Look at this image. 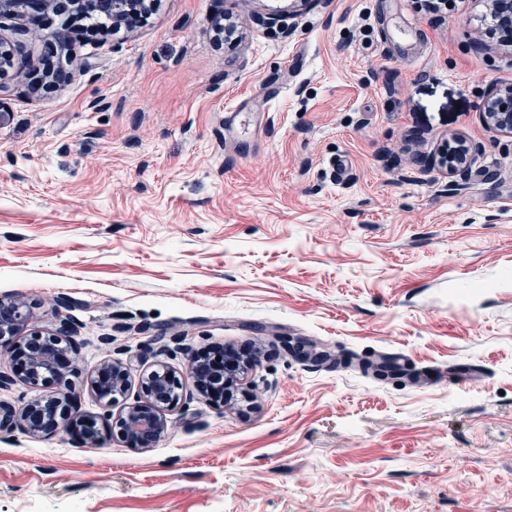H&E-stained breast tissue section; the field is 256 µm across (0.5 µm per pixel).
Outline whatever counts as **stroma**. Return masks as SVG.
Returning <instances> with one entry per match:
<instances>
[{"mask_svg": "<svg viewBox=\"0 0 512 512\" xmlns=\"http://www.w3.org/2000/svg\"><path fill=\"white\" fill-rule=\"evenodd\" d=\"M156 2L56 85L0 9V297L71 325L82 414L119 413L90 385L109 361L129 403L194 352L257 363L147 451L0 428V512H512V135L480 118L512 49L487 0ZM226 15L241 41L215 42ZM457 139L463 177L436 162Z\"/></svg>", "mask_w": 512, "mask_h": 512, "instance_id": "1", "label": "stroma"}]
</instances>
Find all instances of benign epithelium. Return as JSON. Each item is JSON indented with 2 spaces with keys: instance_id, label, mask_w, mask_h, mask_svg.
Masks as SVG:
<instances>
[{
  "instance_id": "benign-epithelium-1",
  "label": "benign epithelium",
  "mask_w": 512,
  "mask_h": 512,
  "mask_svg": "<svg viewBox=\"0 0 512 512\" xmlns=\"http://www.w3.org/2000/svg\"><path fill=\"white\" fill-rule=\"evenodd\" d=\"M489 15L492 21L489 32L501 33L503 42L512 46V0H491ZM482 118L486 125L512 134V85L496 87L489 92ZM466 163V159L456 156L448 147L440 160L441 166L459 175L465 173ZM28 321L29 312L23 303L0 298V337L22 335ZM22 348L25 354L23 376L29 383L37 385L52 376L62 377L65 362L75 351V344L69 330L62 328L48 336L30 333L23 339ZM240 369L241 362L237 361L214 371L194 357L186 365V373L194 378L196 388L202 394L207 393L210 380L223 378L230 383ZM92 386L100 398L111 403L128 391L129 371L122 364L107 362L98 371ZM180 386L176 372L166 366L161 365L147 375L143 385L144 398L124 406L116 420L120 435L130 446L147 450L161 438L168 428L166 412L179 403ZM71 416V404L55 395L36 398L19 412L0 404V426L7 424L32 435L66 428ZM82 426L84 446L96 447L100 441L97 417L84 416Z\"/></svg>"
}]
</instances>
